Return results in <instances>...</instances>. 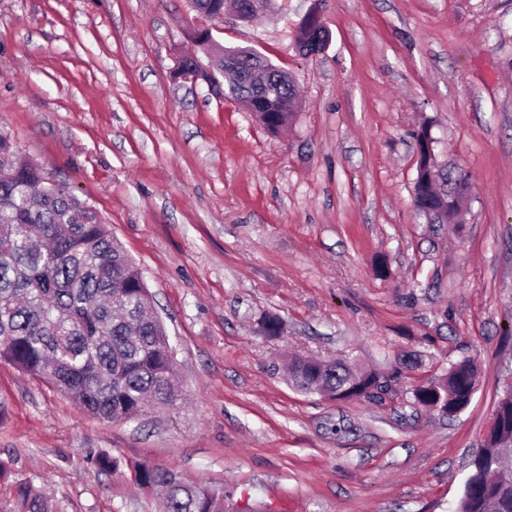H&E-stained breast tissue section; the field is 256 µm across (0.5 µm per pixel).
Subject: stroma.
Here are the masks:
<instances>
[{
	"mask_svg": "<svg viewBox=\"0 0 512 512\" xmlns=\"http://www.w3.org/2000/svg\"><path fill=\"white\" fill-rule=\"evenodd\" d=\"M212 21L294 77L271 135L175 74L189 0H0V129L94 206L142 271L186 398L100 421L0 362V512H158L155 464L262 512H457L512 377V0H281ZM329 31L302 55L308 10ZM472 187L462 224L416 212V133ZM280 335L258 331L264 313ZM350 357L390 391L293 389L289 356ZM474 359L454 417L413 389ZM116 470L92 471L91 452ZM17 512H49L45 498L28 482H20L15 487Z\"/></svg>",
	"mask_w": 512,
	"mask_h": 512,
	"instance_id": "35a3bbf8",
	"label": "stroma"
}]
</instances>
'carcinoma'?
<instances>
[{
	"mask_svg": "<svg viewBox=\"0 0 512 512\" xmlns=\"http://www.w3.org/2000/svg\"><path fill=\"white\" fill-rule=\"evenodd\" d=\"M283 104L257 112L272 133L293 122L296 92L284 70L261 59ZM42 166L23 155L0 130V361L49 384L65 399L103 421L135 420L174 409L182 390L173 381L175 348L156 314L142 272L112 237L101 214L62 182L50 185ZM281 319L264 315L259 329L277 336ZM294 388L308 394L341 392L368 397L390 385L376 372H357L346 361L296 358L289 364ZM478 371L470 360L413 390L414 404L446 409L468 406ZM472 462L458 512H512V387L495 406ZM91 468L107 472L116 461L89 454ZM137 480L163 491L160 512H228L226 493L188 485L163 465L142 468ZM18 512H49L29 483L15 487Z\"/></svg>",
	"mask_w": 512,
	"mask_h": 512,
	"instance_id": "carcinoma-1",
	"label": "carcinoma"
}]
</instances>
